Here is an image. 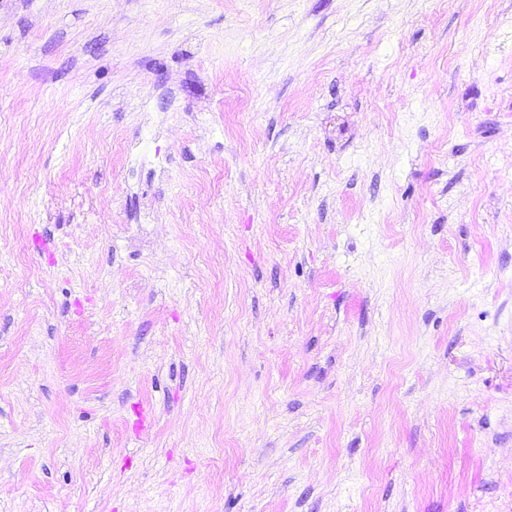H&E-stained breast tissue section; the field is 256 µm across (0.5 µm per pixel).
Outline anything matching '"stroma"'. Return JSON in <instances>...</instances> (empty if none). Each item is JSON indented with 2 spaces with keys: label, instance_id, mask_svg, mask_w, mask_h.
<instances>
[{
  "label": "stroma",
  "instance_id": "1",
  "mask_svg": "<svg viewBox=\"0 0 512 512\" xmlns=\"http://www.w3.org/2000/svg\"><path fill=\"white\" fill-rule=\"evenodd\" d=\"M0 512H512V0H0Z\"/></svg>",
  "mask_w": 512,
  "mask_h": 512
}]
</instances>
